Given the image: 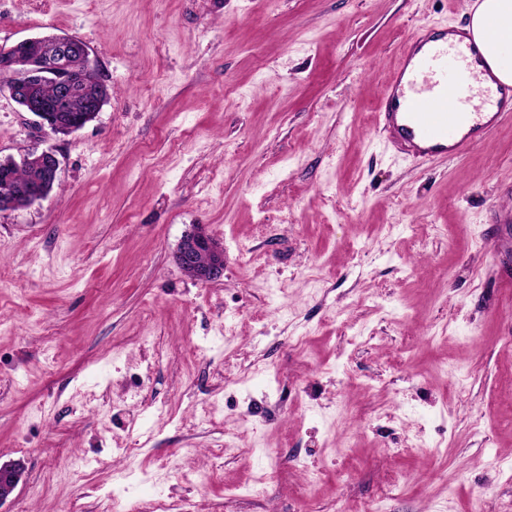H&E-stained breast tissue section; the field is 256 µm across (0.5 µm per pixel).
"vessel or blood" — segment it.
I'll use <instances>...</instances> for the list:
<instances>
[{
    "instance_id": "b4317fda",
    "label": "vessel or blood",
    "mask_w": 512,
    "mask_h": 512,
    "mask_svg": "<svg viewBox=\"0 0 512 512\" xmlns=\"http://www.w3.org/2000/svg\"><path fill=\"white\" fill-rule=\"evenodd\" d=\"M511 115L512 84L492 73L474 40L432 25L404 44L381 93L377 127L401 154L450 160Z\"/></svg>"
}]
</instances>
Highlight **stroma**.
I'll use <instances>...</instances> for the list:
<instances>
[{
	"instance_id": "stroma-1",
	"label": "stroma",
	"mask_w": 512,
	"mask_h": 512,
	"mask_svg": "<svg viewBox=\"0 0 512 512\" xmlns=\"http://www.w3.org/2000/svg\"><path fill=\"white\" fill-rule=\"evenodd\" d=\"M474 2L0 0V46L74 37L112 91L62 136L0 75V158L60 161L0 212V512H512V119L450 161L374 125ZM175 261L195 280L209 282L224 272V247L204 229L198 228L181 241ZM20 479L19 463H0V505L13 494Z\"/></svg>"
}]
</instances>
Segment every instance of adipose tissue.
I'll return each mask as SVG.
<instances>
[{
    "instance_id": "adipose-tissue-1",
    "label": "adipose tissue",
    "mask_w": 512,
    "mask_h": 512,
    "mask_svg": "<svg viewBox=\"0 0 512 512\" xmlns=\"http://www.w3.org/2000/svg\"><path fill=\"white\" fill-rule=\"evenodd\" d=\"M467 29L499 79L511 82L512 0H475Z\"/></svg>"
}]
</instances>
